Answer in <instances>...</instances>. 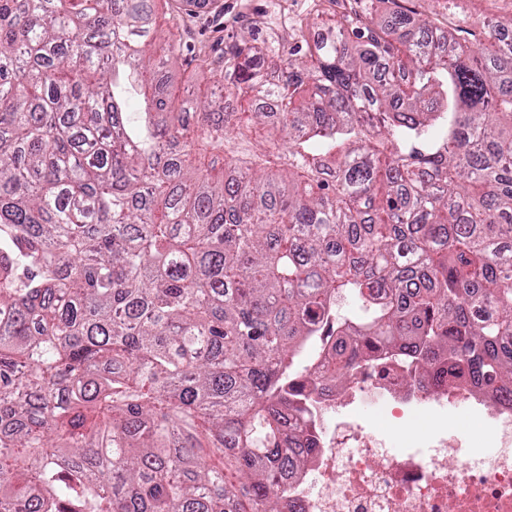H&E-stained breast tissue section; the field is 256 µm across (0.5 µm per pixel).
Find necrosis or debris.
Here are the masks:
<instances>
[{
  "mask_svg": "<svg viewBox=\"0 0 512 512\" xmlns=\"http://www.w3.org/2000/svg\"><path fill=\"white\" fill-rule=\"evenodd\" d=\"M311 365L300 402L318 422L316 445L299 451L283 477V512H512V405L466 381L435 386L415 363L380 350L336 386ZM467 406L480 440L434 429L391 448L388 431L419 408L444 417ZM377 410L359 419L356 408Z\"/></svg>",
  "mask_w": 512,
  "mask_h": 512,
  "instance_id": "4bbe7bcc",
  "label": "necrosis or debris"
}]
</instances>
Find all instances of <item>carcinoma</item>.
I'll use <instances>...</instances> for the list:
<instances>
[{
  "label": "carcinoma",
  "instance_id": "carcinoma-1",
  "mask_svg": "<svg viewBox=\"0 0 512 512\" xmlns=\"http://www.w3.org/2000/svg\"><path fill=\"white\" fill-rule=\"evenodd\" d=\"M155 2L0 0V512H280L328 334L512 394V20L356 0L175 106Z\"/></svg>",
  "mask_w": 512,
  "mask_h": 512
}]
</instances>
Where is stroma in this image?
Returning <instances> with one entry per match:
<instances>
[{
  "mask_svg": "<svg viewBox=\"0 0 512 512\" xmlns=\"http://www.w3.org/2000/svg\"><path fill=\"white\" fill-rule=\"evenodd\" d=\"M231 24L214 29L201 21H193L190 29H183L182 0H170L159 6L157 23L161 30L171 31L180 41L181 49L172 61L178 77L177 98L193 94L195 84L204 75L203 60H217L224 50L238 39L246 37L257 42L278 44L281 52L297 47L296 30H303L308 42L320 37L321 23L315 22L313 0H248L244 13H237V0H218ZM436 14L440 20L473 22L483 17L502 21L512 19V0H378L379 14L392 11L394 5Z\"/></svg>",
  "mask_w": 512,
  "mask_h": 512,
  "instance_id": "stroma-1",
  "label": "stroma"
}]
</instances>
